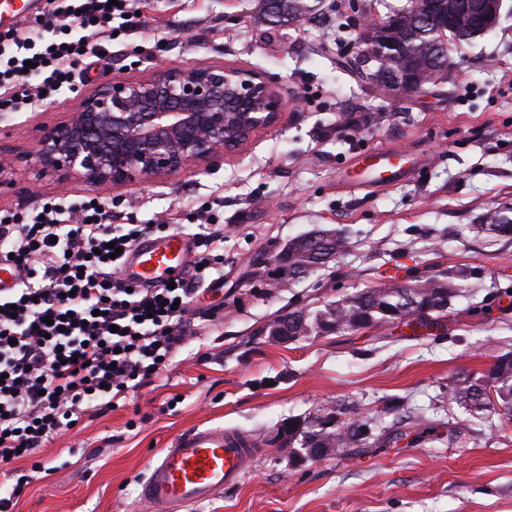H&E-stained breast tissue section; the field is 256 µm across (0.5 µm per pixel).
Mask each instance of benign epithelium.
<instances>
[{"mask_svg": "<svg viewBox=\"0 0 512 512\" xmlns=\"http://www.w3.org/2000/svg\"><path fill=\"white\" fill-rule=\"evenodd\" d=\"M497 0H449L448 15L478 11L491 29ZM370 25L361 55L372 57ZM419 83L386 78L383 91ZM287 100L263 74L237 67L185 63L161 66L139 79L115 80L83 92L76 111L39 129L35 150L23 159L42 176H64L100 187L147 183L190 167L208 168L235 152L260 128L277 125Z\"/></svg>", "mask_w": 512, "mask_h": 512, "instance_id": "1", "label": "benign epithelium"}]
</instances>
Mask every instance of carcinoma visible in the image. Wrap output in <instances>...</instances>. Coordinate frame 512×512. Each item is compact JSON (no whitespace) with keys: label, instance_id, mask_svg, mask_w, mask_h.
Returning a JSON list of instances; mask_svg holds the SVG:
<instances>
[{"label":"carcinoma","instance_id":"carcinoma-1","mask_svg":"<svg viewBox=\"0 0 512 512\" xmlns=\"http://www.w3.org/2000/svg\"><path fill=\"white\" fill-rule=\"evenodd\" d=\"M259 18L284 24L306 23L315 6L310 0H259ZM396 26L375 58L371 77L382 82L386 75L413 76L425 85L448 73V38L468 41L482 34L473 19L460 15L448 21V0H414L398 13ZM481 228L490 237L512 239V217L505 210L486 215ZM349 236L344 230L323 229L288 242V280L303 277L344 253ZM474 278L462 268L448 271V280L427 278L388 288H364L330 301L314 311L295 309L277 318L288 322L292 341L323 334L348 335L416 316L424 328L442 325V318L462 289L457 281ZM449 400L471 412L473 418L495 413L512 420V352L499 356L482 379L460 381L448 377ZM288 432L300 448L324 450V455H359L405 436L402 430L382 427L372 417L360 415L355 406L338 403L328 411L288 422Z\"/></svg>","mask_w":512,"mask_h":512}]
</instances>
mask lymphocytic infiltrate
I'll return each mask as SVG.
<instances>
[{
	"label": "lymphocytic infiltrate",
	"mask_w": 512,
	"mask_h": 512,
	"mask_svg": "<svg viewBox=\"0 0 512 512\" xmlns=\"http://www.w3.org/2000/svg\"><path fill=\"white\" fill-rule=\"evenodd\" d=\"M133 0H44L40 33L0 32V108L54 97L73 82L90 38L133 30ZM198 250L174 286L128 288L112 247L129 250L156 224H116L104 204L47 199L0 210V256L18 268L0 294V463L19 460L151 383L184 347L194 295L224 271L213 210L197 213Z\"/></svg>",
	"instance_id": "lymphocytic-infiltrate-1"
}]
</instances>
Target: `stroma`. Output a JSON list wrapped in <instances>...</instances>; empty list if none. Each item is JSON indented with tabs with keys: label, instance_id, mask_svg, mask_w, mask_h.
<instances>
[{
	"label": "stroma",
	"instance_id": "stroma-1",
	"mask_svg": "<svg viewBox=\"0 0 512 512\" xmlns=\"http://www.w3.org/2000/svg\"><path fill=\"white\" fill-rule=\"evenodd\" d=\"M257 0H139L140 25L112 43L93 41L91 69L74 87L33 107L0 111V155L13 161L0 209L41 198L101 200L116 224H170L193 234L210 202L224 227V280L198 303L187 345L151 384L116 409L85 415L78 432L40 448L39 464L9 512H149L140 480L155 450L199 423L236 429L261 452L240 483L194 512H512V422L493 421L449 441L467 412L441 404L449 375L469 380L512 352V241H492L482 216L512 207V0L496 26L449 41L447 78L386 97L346 62L364 18L408 0H321L318 21L263 24ZM235 65L265 74L288 101L280 122L254 132L224 161L144 185L92 188L39 178L22 156L38 127L75 111L80 91L141 76L156 64ZM401 149L408 173L395 185L366 183L356 157ZM39 180V195H28ZM350 233L348 251L288 283L273 258L292 238L319 229ZM478 272L486 316L454 299L444 331L383 325L297 343L265 336L288 311L366 287ZM177 405H169L172 396ZM345 401L392 423L393 407L437 422L435 434L403 439L356 458L297 460L274 443L288 421Z\"/></svg>",
	"mask_w": 512,
	"mask_h": 512
}]
</instances>
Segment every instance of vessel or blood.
Wrapping results in <instances>:
<instances>
[{"mask_svg": "<svg viewBox=\"0 0 512 512\" xmlns=\"http://www.w3.org/2000/svg\"><path fill=\"white\" fill-rule=\"evenodd\" d=\"M41 7L42 0H0V29L17 25ZM358 161L381 183L394 182L403 173L398 153L367 151ZM194 254L195 241L185 233L148 236L125 257L120 277L130 285L152 287L183 277ZM258 452L257 444L241 433L204 424L188 427L151 457L140 497L152 512H192L239 484L246 461Z\"/></svg>", "mask_w": 512, "mask_h": 512, "instance_id": "b4317fda", "label": "vessel or blood"}]
</instances>
